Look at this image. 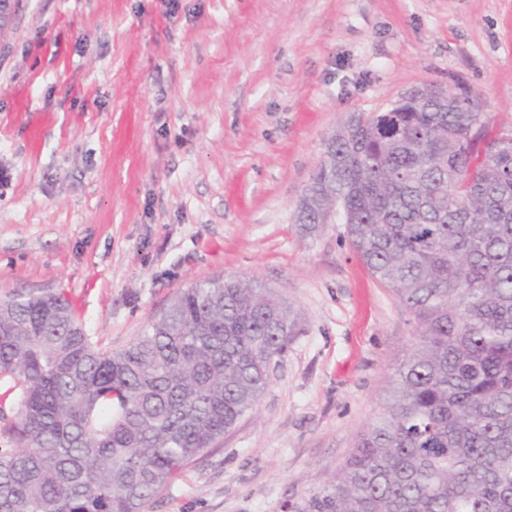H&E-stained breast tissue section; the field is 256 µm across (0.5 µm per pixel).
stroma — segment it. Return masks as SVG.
I'll return each mask as SVG.
<instances>
[{
    "instance_id": "1",
    "label": "stroma",
    "mask_w": 512,
    "mask_h": 512,
    "mask_svg": "<svg viewBox=\"0 0 512 512\" xmlns=\"http://www.w3.org/2000/svg\"><path fill=\"white\" fill-rule=\"evenodd\" d=\"M464 88L512 131V0H19L0 34V299L63 292L120 350L180 290L276 288L301 332L150 512H275L379 412L413 327L299 199L352 112Z\"/></svg>"
}]
</instances>
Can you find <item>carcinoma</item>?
Instances as JSON below:
<instances>
[{"label": "carcinoma", "mask_w": 512, "mask_h": 512, "mask_svg": "<svg viewBox=\"0 0 512 512\" xmlns=\"http://www.w3.org/2000/svg\"><path fill=\"white\" fill-rule=\"evenodd\" d=\"M336 157L312 179L414 339L343 464L277 512H512V133L450 92L367 114ZM299 333L277 291L236 276L179 291L117 351L63 294L0 300L19 404L0 512H148L257 408Z\"/></svg>", "instance_id": "cac0c4a2"}]
</instances>
